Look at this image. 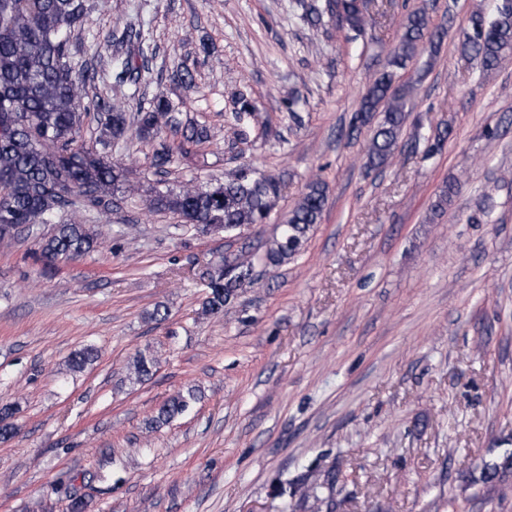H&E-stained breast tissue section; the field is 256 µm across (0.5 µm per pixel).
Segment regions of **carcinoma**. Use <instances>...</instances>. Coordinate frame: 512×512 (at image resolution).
<instances>
[{
    "label": "carcinoma",
    "instance_id": "carcinoma-1",
    "mask_svg": "<svg viewBox=\"0 0 512 512\" xmlns=\"http://www.w3.org/2000/svg\"><path fill=\"white\" fill-rule=\"evenodd\" d=\"M335 7L350 30L364 32L368 19L362 0H335ZM90 11L89 0H0V240L12 237L14 229L24 224L53 225L41 243L48 266L68 263L97 248V231L74 213L110 212L116 196L135 192L123 168L76 146V131L88 114H97L105 147L131 137L151 142V166L161 177L170 173L178 158L196 154L211 139L207 126L182 120L163 96L136 112L125 111L130 90L149 71L143 49L134 53L124 48L131 42L128 32L112 34L116 50L110 61L100 59L75 70L70 63L71 41ZM427 30L425 10L407 12L399 44L361 97L349 133L359 132L381 114L366 151L370 170L393 157L407 120L406 102L415 85L398 83V72L421 52H434L442 41L438 32L426 36ZM462 48L483 69L497 68L512 51V0H497L491 17L480 9L472 11L463 29ZM100 69L108 71L113 99L88 95L87 84ZM280 193L278 178H256L242 166L225 174L222 182L202 185L190 179L177 190L157 189L149 206L154 212L178 214L200 230L218 225L225 235L237 236L265 223ZM325 201V184L310 181L260 257L242 250L209 267L202 312L219 315L229 310L242 291L256 284L250 276L255 262L277 269L296 256L320 223ZM96 358L95 349L86 347L71 354L69 366L81 371ZM156 364L152 354L138 353L131 366L135 379H149ZM193 399L191 391L170 397L158 409L155 423L165 424L185 413ZM14 411L10 404L0 407V442L15 436L10 422ZM510 468L511 455L487 466L481 481L493 486Z\"/></svg>",
    "mask_w": 512,
    "mask_h": 512
}]
</instances>
